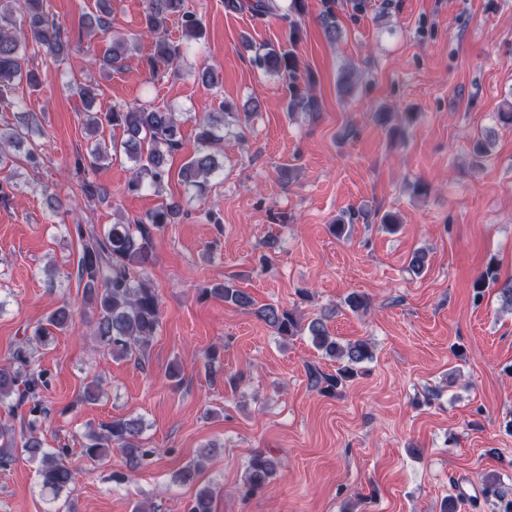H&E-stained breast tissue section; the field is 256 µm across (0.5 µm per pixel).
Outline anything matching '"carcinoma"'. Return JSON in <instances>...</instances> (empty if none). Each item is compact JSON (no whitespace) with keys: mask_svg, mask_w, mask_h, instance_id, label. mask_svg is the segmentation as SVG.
I'll return each instance as SVG.
<instances>
[{"mask_svg":"<svg viewBox=\"0 0 512 512\" xmlns=\"http://www.w3.org/2000/svg\"><path fill=\"white\" fill-rule=\"evenodd\" d=\"M224 8L231 11L248 10L253 16L278 17L288 22V41L297 40L299 19L307 13V0H224ZM112 0H95L94 11L85 14L81 31L95 35L106 31L111 23ZM178 21L182 37L198 42L204 38L201 20L188 10L185 0H147L142 21L143 30L152 38L151 53L146 63L153 75L167 69H176L186 57L188 45L169 36L168 25ZM73 35L50 16L48 0H0V111L14 112L16 121L0 132V202L6 203L19 190L16 181L18 169L37 167L42 160V139L45 130L34 112H19L16 91L21 84L36 88L40 84L34 69L36 53L42 51L61 63L69 57ZM136 44L121 35L102 47L94 64L101 70H118ZM253 64L265 74L275 75L286 82L287 105L291 112H312L317 103L308 95L314 84L313 73L301 70L299 60L290 48L268 46L255 54ZM71 88L86 104L93 105L100 96L99 83L86 80ZM261 110L258 99L243 105V111H234L233 104L221 102L218 111L210 112L196 122L195 139L198 147L182 164L178 175L188 189L204 194L211 180L224 171V153L219 145L224 141V128L232 122L247 120ZM180 113L161 106L127 105L115 103L107 112L89 116L87 127L98 138L85 152L77 154L69 164V173L79 179L80 192L88 197L101 196L99 183L86 178L88 171L98 172L112 163L113 158L125 156L133 163V173L126 189L137 194L145 189L160 190L171 176V160L182 147L179 132ZM108 127L122 132L121 140L99 135ZM182 211L175 203L163 204L145 217L133 222L116 220L104 231H96L84 224L71 225V233L81 243L75 268V277L83 284V297L96 320L94 336L112 357L142 361L149 350L161 321L159 294L144 271L155 258L157 236L170 224L180 221ZM204 297L215 296L224 302L254 314L279 336H293L300 323L293 312L274 305L254 308L249 293L229 284H219L201 290ZM75 311L62 303L45 322L23 333L11 359L0 365V405L11 417L23 421L20 439L22 452L38 462L41 490L58 497L75 483V472L68 462V449L49 451L44 448L40 430L50 409L44 404L42 393L48 389L46 372L34 365L32 348L46 346L55 332L69 330L75 324ZM316 348L325 356L339 361L336 374L310 373L321 391L331 393L337 386L353 379L361 364L373 358V349L366 340L344 344L331 336L323 319L316 318L308 326ZM142 422L137 418H114L102 425V431L89 437L81 449L84 457L98 460L112 453L117 445L135 469L153 455L142 446ZM15 428L0 422V467L13 462L12 448ZM215 452L208 447L199 459L184 467L176 482L191 484L196 481L204 462ZM281 466L280 459L264 452L253 453L244 475V487L249 491L266 488ZM484 494L498 499L499 512H512V499L497 486V478L488 477ZM214 491L201 488L193 501L191 512H213Z\"/></svg>","mask_w":512,"mask_h":512,"instance_id":"obj_1","label":"carcinoma"}]
</instances>
